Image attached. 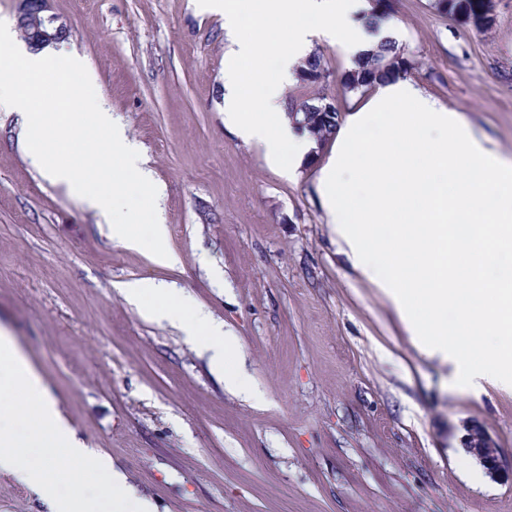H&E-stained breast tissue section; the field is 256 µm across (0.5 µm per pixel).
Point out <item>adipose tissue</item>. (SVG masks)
Listing matches in <instances>:
<instances>
[{"mask_svg":"<svg viewBox=\"0 0 512 512\" xmlns=\"http://www.w3.org/2000/svg\"><path fill=\"white\" fill-rule=\"evenodd\" d=\"M202 4L224 15L225 125L288 172L317 148L296 132L284 107L313 37L335 40L355 57L393 33L388 21L375 33L364 26L366 0H256L249 10L238 0ZM318 192L356 267L392 300L412 335L437 337L470 382L512 388V371L503 366L508 351L490 344L512 335L501 314L512 302V279L484 277L502 250H512V164L412 80L391 78L343 118ZM120 289L143 317L167 321L199 343L227 390L248 394L245 379L224 370L240 340L223 324L163 283L137 280ZM0 472L48 501L52 512H98L102 505L155 512L109 456L76 438L41 375L2 333Z\"/></svg>","mask_w":512,"mask_h":512,"instance_id":"adipose-tissue-1","label":"adipose tissue"}]
</instances>
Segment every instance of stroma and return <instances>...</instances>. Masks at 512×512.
Instances as JSON below:
<instances>
[{
	"label": "stroma",
	"mask_w": 512,
	"mask_h": 512,
	"mask_svg": "<svg viewBox=\"0 0 512 512\" xmlns=\"http://www.w3.org/2000/svg\"><path fill=\"white\" fill-rule=\"evenodd\" d=\"M102 111L162 192L175 266L108 236L104 217L33 165L18 113L0 111V329L40 372L87 447L157 512H512L464 448L480 427L512 466V391H466L453 360L416 346L362 279L316 186L326 155L291 178L224 124V18L197 0H52ZM413 81L512 159V0L476 28L431 0H396ZM312 48L326 95L356 104L345 50ZM155 280L240 340L227 391L206 353L143 318L120 283ZM0 512H47L0 474Z\"/></svg>",
	"instance_id": "stroma-1"
}]
</instances>
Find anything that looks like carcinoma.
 Masks as SVG:
<instances>
[{
	"label": "carcinoma",
	"instance_id": "cac0c4a2",
	"mask_svg": "<svg viewBox=\"0 0 512 512\" xmlns=\"http://www.w3.org/2000/svg\"><path fill=\"white\" fill-rule=\"evenodd\" d=\"M487 0H433V8L444 16L471 22L475 27H486L493 18L485 16ZM372 9L366 22L376 27L387 21L393 14L392 0H371ZM414 63L404 53L398 42L392 38L382 40L375 45L356 66L343 75V85L347 91L364 93L377 82L389 78H405L413 70ZM329 77L318 53L310 55L301 66L298 77L307 86L321 88L324 81L321 77ZM288 118L321 140L332 139L340 121V110L330 103L327 95L319 92L305 97H290L286 101Z\"/></svg>",
	"mask_w": 512,
	"mask_h": 512
}]
</instances>
